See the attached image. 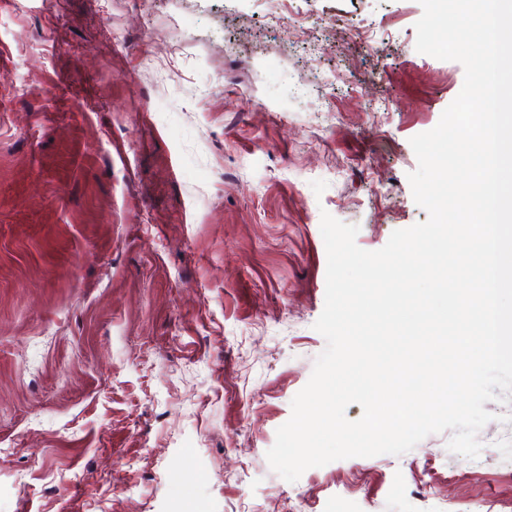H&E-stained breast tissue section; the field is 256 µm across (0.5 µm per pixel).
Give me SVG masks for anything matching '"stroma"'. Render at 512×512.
<instances>
[{"label": "stroma", "instance_id": "obj_1", "mask_svg": "<svg viewBox=\"0 0 512 512\" xmlns=\"http://www.w3.org/2000/svg\"><path fill=\"white\" fill-rule=\"evenodd\" d=\"M419 0H0V512H512V402L290 483L322 213L424 222Z\"/></svg>", "mask_w": 512, "mask_h": 512}]
</instances>
